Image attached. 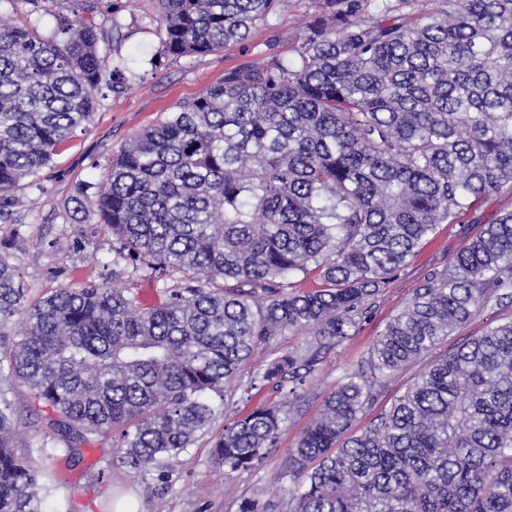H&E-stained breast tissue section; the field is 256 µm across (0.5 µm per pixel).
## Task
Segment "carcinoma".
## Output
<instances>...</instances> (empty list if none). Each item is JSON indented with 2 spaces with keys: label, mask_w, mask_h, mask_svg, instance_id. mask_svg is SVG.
<instances>
[{
  "label": "carcinoma",
  "mask_w": 512,
  "mask_h": 512,
  "mask_svg": "<svg viewBox=\"0 0 512 512\" xmlns=\"http://www.w3.org/2000/svg\"><path fill=\"white\" fill-rule=\"evenodd\" d=\"M29 13L61 0H5ZM283 0H151L165 54L246 42ZM292 56L270 48L138 131L87 210L112 231L121 286L57 288L26 305L12 239H0V512H40L49 485L20 451L11 394L24 386L65 463L120 431L118 461L165 476L216 414L254 349L304 347L247 389L305 385L354 335L369 301L439 224L512 190V0H318ZM83 0L45 39L0 25V221L58 147L91 124L106 65ZM323 287L298 294L311 269ZM159 285L144 303L135 278ZM512 299V211L498 214L386 325L368 370L345 373L288 457L284 512H512V318L422 367L364 429L378 391L448 343L487 303ZM287 420L263 401L224 426L212 457L229 476L258 464Z\"/></svg>",
  "instance_id": "cac0c4a2"
}]
</instances>
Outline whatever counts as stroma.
I'll return each instance as SVG.
<instances>
[{"instance_id": "1", "label": "stroma", "mask_w": 512, "mask_h": 512, "mask_svg": "<svg viewBox=\"0 0 512 512\" xmlns=\"http://www.w3.org/2000/svg\"><path fill=\"white\" fill-rule=\"evenodd\" d=\"M123 2L117 21L102 24L101 52L109 59L130 61L125 84L104 90L88 131L60 145L41 173L43 192L15 191L12 211L21 229H14V223L0 224V238L15 230L23 238L12 262L31 303L55 288L82 280L111 281L112 234L87 211L82 190L103 181L109 162L131 137L162 119L179 101L220 81L225 69L242 59L262 60L272 45L288 52L317 11L316 0H288L268 24L252 31L246 45H229L203 56L175 57L162 52L150 0ZM509 210L512 191L504 190L479 203L473 222L438 225L421 242L415 257L371 300L354 336L327 351L319 371L297 396H289L284 389L269 393V400L286 405L288 420L275 447L259 465L225 476L223 467L212 460V443L225 423L256 406V399L247 398L243 391L252 371L304 344L305 334L289 332L256 347L237 374L226 381L224 402L216 418L195 444L174 460L168 479L148 482L133 474L113 455L118 439L109 436L88 445L76 466L59 468L51 476V492L40 503L42 512H56L66 500L76 512H240L246 498L259 501L264 512H282L288 497L284 476L288 456L318 417L339 377L364 365L369 348L430 273L445 267L496 215ZM13 400L21 416L17 437L40 448L41 460L50 462L58 443L45 434L44 415L30 414L31 397L26 388H16Z\"/></svg>"}]
</instances>
